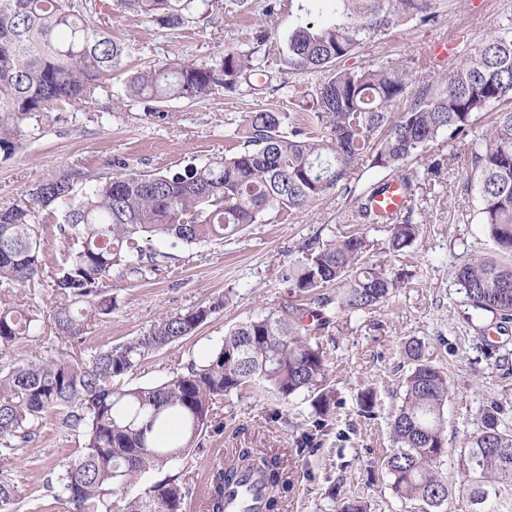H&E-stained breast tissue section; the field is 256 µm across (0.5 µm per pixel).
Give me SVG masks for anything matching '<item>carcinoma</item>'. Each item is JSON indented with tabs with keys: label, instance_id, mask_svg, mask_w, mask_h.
Listing matches in <instances>:
<instances>
[{
	"label": "carcinoma",
	"instance_id": "obj_1",
	"mask_svg": "<svg viewBox=\"0 0 512 512\" xmlns=\"http://www.w3.org/2000/svg\"><path fill=\"white\" fill-rule=\"evenodd\" d=\"M336 2L334 19L289 33L275 67L255 50H227L213 67L173 59L134 73L112 98L114 108L133 101L193 102L217 86L229 97H262L289 76L321 74L308 89L304 111L265 104L242 115L234 150L220 161L174 173L99 177L80 197L75 188L86 173L72 167L35 184L27 199L0 207L5 291L32 288L41 266L53 262L43 249L44 225H53L68 245L51 285V335L25 298L0 305L1 352L29 340L47 346L42 355L0 368V453L23 456L48 419L58 435L83 438L75 459L38 478L27 512H43L48 499L68 504L70 512H113L112 494L125 492L142 474L192 447L204 453L202 438L216 425L213 404L244 386L265 387L283 404L303 395L320 420L333 415L337 401L323 338L336 335L340 320L382 308L399 282L367 260L368 242L356 231L358 223H385L372 203L388 179L357 188L354 164L368 158L412 196L418 181L408 162L445 139L467 136L483 112L494 120L466 164L479 222L497 257L463 262L454 277L476 320L490 313L498 329L512 322V27L460 49L448 73L419 81L413 69L393 60L368 67L341 62L405 18L429 21L434 0ZM118 6L170 31L208 13L206 0H119ZM111 16L112 0H0L1 158L16 153L52 106L96 100L103 78L126 55L106 28ZM332 189L349 201L356 223L302 243L280 269V281L301 303L236 324L205 359L156 385L130 387L127 378L152 354L193 335L223 302L166 315L148 332L108 347L84 346L90 322L117 307L112 281L142 280L166 262V255L146 250L148 239L188 247L221 241L260 223L270 210L301 212ZM388 226L392 253L413 247L421 233L410 215ZM404 353L412 367L389 418L391 448L382 457L392 494L421 502L424 512H452L458 496L469 512H512V429L500 426L499 402L487 406L481 429L462 439L457 477L448 480L447 376L425 358L420 341H407ZM358 407L361 417L376 416L373 390L360 393ZM172 422L180 430L158 439V430ZM249 477L263 489L260 512H280L290 486L287 460L254 448L210 465L209 512H224V487ZM193 493L190 472L182 471L124 499L122 512H185ZM18 503V487L0 478V512H15Z\"/></svg>",
	"mask_w": 512,
	"mask_h": 512
}]
</instances>
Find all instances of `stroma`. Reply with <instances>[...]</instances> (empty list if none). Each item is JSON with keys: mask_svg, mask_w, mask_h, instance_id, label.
<instances>
[{"mask_svg": "<svg viewBox=\"0 0 512 512\" xmlns=\"http://www.w3.org/2000/svg\"><path fill=\"white\" fill-rule=\"evenodd\" d=\"M267 3L251 0L249 11L241 13L217 7L211 23L175 32L158 30L142 16L113 12L110 33L127 50L121 69L106 80L95 104L51 109L41 133L15 156L0 159V206L21 201L38 182L74 166L87 175L76 186L82 193L92 188L93 178L112 176L122 162L135 171L158 172L223 159L228 119L264 101L287 106L289 92H304L305 80H293L291 89L263 100L229 97L219 87L201 101L169 99L157 106L165 114L161 120L145 118L143 103L136 101L113 109L112 97L129 73L153 63L186 58L214 66L225 50L256 46L276 60L297 25L324 21L335 7L333 0H292L291 7H278L269 15ZM436 11L428 22L406 20L391 32L374 35L366 50L347 59V66L383 59L405 64L458 31L464 45L473 47L512 23V0H439ZM261 30L268 39L260 45L256 35ZM468 147L465 141L442 145L444 163L436 176L428 173L425 162L413 164L422 187L412 199V216L422 231L411 249L400 255L387 252L386 225L361 228L373 263L406 277L380 313L351 319L326 347L341 421L317 422L308 400L298 397L283 406L255 388L218 399L222 429L207 433L205 448L226 455L254 448L287 457L292 477L282 512H337L327 495L334 485L341 496L365 502L367 512H421L419 502L393 496L381 465L382 452L390 446L389 416L411 368L403 354L407 340L424 343L426 357L448 375L444 413L449 446L481 428L482 412L494 400L501 404L502 421L512 427V330L490 331L491 346L482 345L452 274L455 265L493 248L476 218L479 201L463 159ZM348 214L340 192L332 190L300 213L286 217L267 212L261 223L217 244L190 249L152 241L153 250L168 256L162 272L132 286L113 282L118 306L112 316L94 320L86 343H118L148 331L159 316L216 304V312L192 336L153 354L130 377L134 385L159 383L212 349L235 324L289 302L278 271L304 241L326 238L346 224ZM367 387L379 404L372 419L357 413V396ZM82 444L74 436L60 440L52 426H44L38 443L26 451L33 467L0 455V478L12 479L21 494H28L37 472L76 458Z\"/></svg>", "mask_w": 512, "mask_h": 512, "instance_id": "obj_1", "label": "stroma"}]
</instances>
